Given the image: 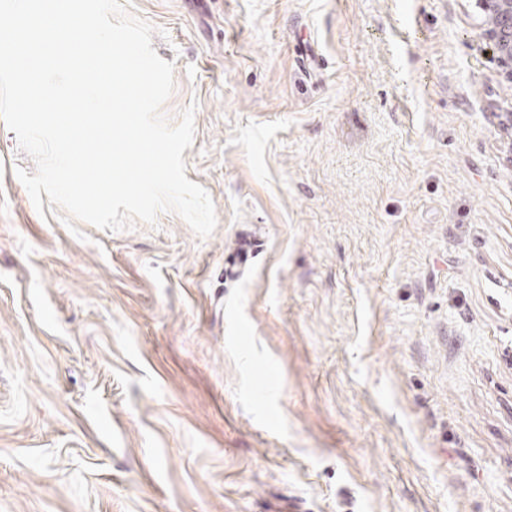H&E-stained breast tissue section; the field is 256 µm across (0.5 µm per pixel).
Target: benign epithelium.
I'll list each match as a JSON object with an SVG mask.
<instances>
[{
	"label": "benign epithelium",
	"mask_w": 512,
	"mask_h": 512,
	"mask_svg": "<svg viewBox=\"0 0 512 512\" xmlns=\"http://www.w3.org/2000/svg\"><path fill=\"white\" fill-rule=\"evenodd\" d=\"M483 16L481 36L493 49L498 76L512 85V0H472Z\"/></svg>",
	"instance_id": "obj_1"
}]
</instances>
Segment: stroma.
<instances>
[{
    "instance_id": "1",
    "label": "stroma",
    "mask_w": 512,
    "mask_h": 512,
    "mask_svg": "<svg viewBox=\"0 0 512 512\" xmlns=\"http://www.w3.org/2000/svg\"><path fill=\"white\" fill-rule=\"evenodd\" d=\"M217 226L35 209L0 120V512H512V109L470 0H120Z\"/></svg>"
}]
</instances>
